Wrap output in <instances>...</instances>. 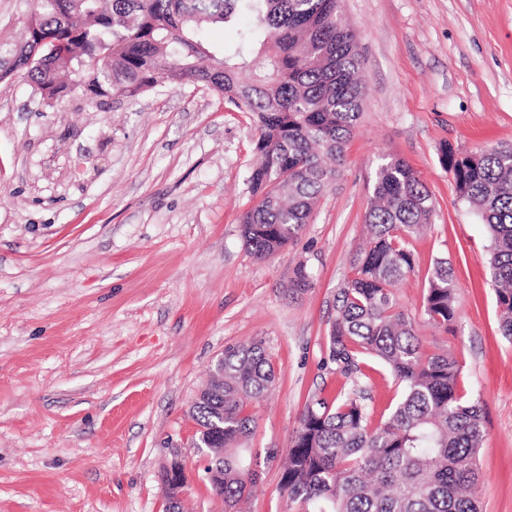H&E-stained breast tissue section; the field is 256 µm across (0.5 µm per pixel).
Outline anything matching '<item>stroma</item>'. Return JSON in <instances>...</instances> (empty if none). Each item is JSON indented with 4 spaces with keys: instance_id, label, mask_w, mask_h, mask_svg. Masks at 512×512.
Returning a JSON list of instances; mask_svg holds the SVG:
<instances>
[{
    "instance_id": "35a3bbf8",
    "label": "stroma",
    "mask_w": 512,
    "mask_h": 512,
    "mask_svg": "<svg viewBox=\"0 0 512 512\" xmlns=\"http://www.w3.org/2000/svg\"><path fill=\"white\" fill-rule=\"evenodd\" d=\"M365 98L341 174L301 236L255 260L240 236L257 132L203 85L129 101L45 102L0 78V512H166L160 471L185 465L183 512H224L192 445L190 406L229 344L260 339L273 389L243 447L258 476L244 512H287L282 464L311 399L357 389L372 423L399 397L366 355L356 380L328 360V321L365 239L372 180L408 162L434 203L396 286L426 354L459 362L483 408L482 512H512V343L499 330L489 238L440 162L512 144V0H343ZM454 268L448 329L423 312L437 257ZM305 263L313 287L291 290Z\"/></svg>"
}]
</instances>
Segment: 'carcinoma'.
<instances>
[{"label": "carcinoma", "mask_w": 512, "mask_h": 512, "mask_svg": "<svg viewBox=\"0 0 512 512\" xmlns=\"http://www.w3.org/2000/svg\"><path fill=\"white\" fill-rule=\"evenodd\" d=\"M25 2L20 41L0 43L5 73L24 72L48 101L74 89L94 100L135 98L166 82L211 88L257 122L259 160L246 178L253 206L240 220L244 245L266 260L301 235L336 179L364 94L357 33L340 0ZM238 15L248 24L235 45L204 40V25ZM441 163L458 198L487 226L500 329L511 341L512 146L459 152L447 144ZM434 210L404 160L377 168L368 239L337 290L327 348L347 377L359 372L358 355L378 358L401 397L377 426L354 394L305 405L279 482L288 512H477L482 408L459 393L451 353H423L415 321L393 292L414 269L406 238L431 223ZM454 288L448 259L437 258L424 296L437 328L448 329L455 317ZM274 383L262 340L227 345L224 363L191 405L197 444H223L203 471L226 512H236L256 480L250 449L241 447L255 425L247 408Z\"/></svg>", "instance_id": "1"}]
</instances>
